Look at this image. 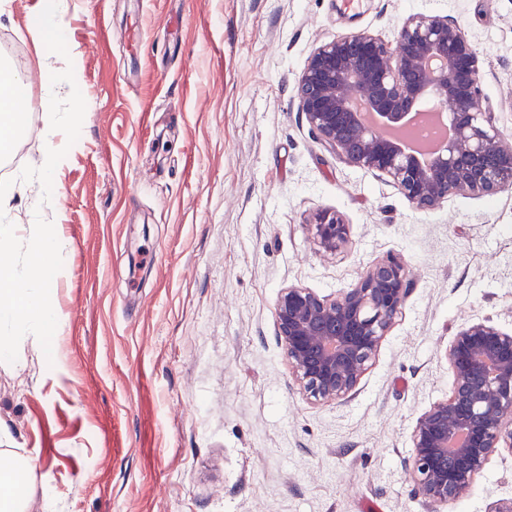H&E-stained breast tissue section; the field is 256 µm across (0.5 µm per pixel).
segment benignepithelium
Wrapping results in <instances>:
<instances>
[{
    "label": "benign epithelium",
    "mask_w": 512,
    "mask_h": 512,
    "mask_svg": "<svg viewBox=\"0 0 512 512\" xmlns=\"http://www.w3.org/2000/svg\"><path fill=\"white\" fill-rule=\"evenodd\" d=\"M481 73L480 53L457 21L416 14L402 21L393 42L358 31L322 43L296 95L312 130L345 164L386 175L416 210L428 211L452 195L512 189V148L483 104ZM358 103L375 122L361 120ZM430 103L449 113L451 124L424 162L387 131L408 126ZM311 230L331 254L347 241V226L335 215H318ZM410 291L397 257L369 267L334 299L281 289L276 337L308 399L338 403L357 392ZM446 358L451 395L418 418L407 468L414 495L430 505L469 492L494 452L512 453V331L490 320L466 323Z\"/></svg>",
    "instance_id": "1"
}]
</instances>
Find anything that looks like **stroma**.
<instances>
[{
  "label": "stroma",
  "instance_id": "1",
  "mask_svg": "<svg viewBox=\"0 0 512 512\" xmlns=\"http://www.w3.org/2000/svg\"><path fill=\"white\" fill-rule=\"evenodd\" d=\"M43 2L0 0V62L29 86L0 180L42 160ZM419 13L464 28L512 145V0H65L86 111L42 208L66 244L51 285L61 327L54 361L25 340L0 365V448L52 493L31 512H493L512 499L505 450L438 508L406 470L417 418L451 393L458 329H512V190L415 210L325 147L295 98L321 43L390 41ZM322 211L349 228L333 255L310 231ZM392 254L411 279L401 314L352 398L311 402L276 338L280 290L331 298Z\"/></svg>",
  "mask_w": 512,
  "mask_h": 512
}]
</instances>
